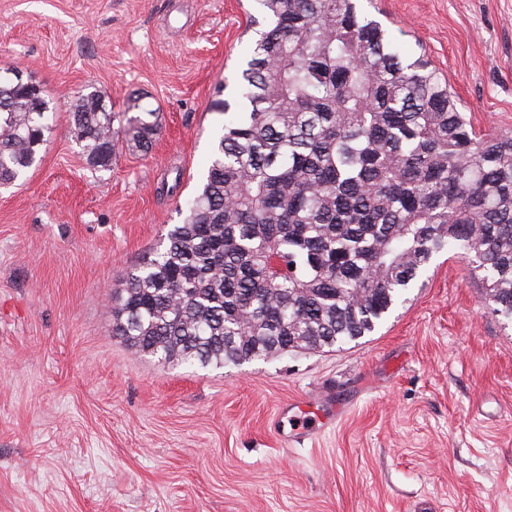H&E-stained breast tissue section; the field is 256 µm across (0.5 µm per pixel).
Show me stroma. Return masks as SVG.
<instances>
[{
    "label": "stroma",
    "instance_id": "obj_1",
    "mask_svg": "<svg viewBox=\"0 0 512 512\" xmlns=\"http://www.w3.org/2000/svg\"><path fill=\"white\" fill-rule=\"evenodd\" d=\"M448 81L476 129L512 132V0H359ZM255 0H0V69L51 130L0 189V512H512V326L481 271L437 256L370 336L221 369L112 333V293L205 172ZM155 109L143 151L86 160L72 104ZM354 398L288 444L285 405Z\"/></svg>",
    "mask_w": 512,
    "mask_h": 512
}]
</instances>
